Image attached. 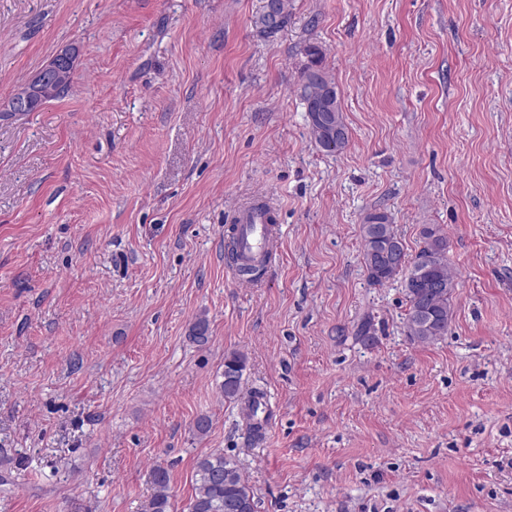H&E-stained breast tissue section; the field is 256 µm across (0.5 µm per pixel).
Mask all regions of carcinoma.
Segmentation results:
<instances>
[{"label": "carcinoma", "mask_w": 512, "mask_h": 512, "mask_svg": "<svg viewBox=\"0 0 512 512\" xmlns=\"http://www.w3.org/2000/svg\"><path fill=\"white\" fill-rule=\"evenodd\" d=\"M275 14L262 10L253 24L260 35L270 38L282 31L289 20L288 0H275ZM308 63L301 72L307 79L317 73L323 76L320 84L299 83L298 95L307 112L311 134L319 148L327 154L343 152L349 143L341 99L335 83L324 65L320 46L308 44L303 48ZM224 243V259L240 275L257 279L271 260L268 253L247 259L238 248L234 231ZM363 262L367 281L382 286L402 279L408 309L404 321L405 333L417 343H428L448 334L453 313L456 279L448 258V236L439 229L425 225L421 230V245L416 254L407 257L403 238L385 211L369 212L360 226ZM188 340L198 348L210 341L209 321L199 316L189 328ZM248 359L241 352L224 355L223 381L220 389L227 400L241 399L242 379ZM264 393L253 390L245 400L249 434L262 436L265 420ZM154 489L143 503L141 512H172L169 478L165 469L154 471ZM189 512H255L254 495L237 466L224 458L222 452H212L197 459L194 493Z\"/></svg>", "instance_id": "carcinoma-1"}]
</instances>
